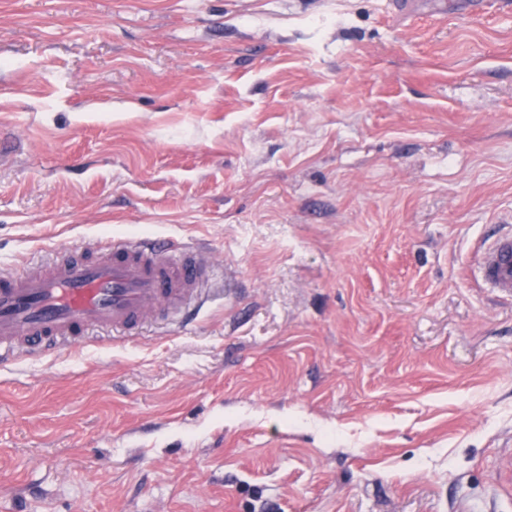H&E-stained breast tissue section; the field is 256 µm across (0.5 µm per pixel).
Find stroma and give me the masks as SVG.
<instances>
[{"label": "stroma", "mask_w": 512, "mask_h": 512, "mask_svg": "<svg viewBox=\"0 0 512 512\" xmlns=\"http://www.w3.org/2000/svg\"><path fill=\"white\" fill-rule=\"evenodd\" d=\"M408 2L0 0V274L158 235L231 292L0 367V512H512V12ZM472 272L482 288L512 297V229L505 226L484 240L472 260Z\"/></svg>", "instance_id": "obj_1"}]
</instances>
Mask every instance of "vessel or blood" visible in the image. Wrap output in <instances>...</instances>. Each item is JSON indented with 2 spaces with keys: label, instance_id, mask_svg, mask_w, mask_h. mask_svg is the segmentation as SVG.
Segmentation results:
<instances>
[{
  "label": "vessel or blood",
  "instance_id": "vessel-or-blood-1",
  "mask_svg": "<svg viewBox=\"0 0 512 512\" xmlns=\"http://www.w3.org/2000/svg\"><path fill=\"white\" fill-rule=\"evenodd\" d=\"M477 283L512 297V229L484 240ZM215 280L208 250L171 238L112 237L96 248L55 247L0 275V358H35L91 331L131 335L145 323L187 317Z\"/></svg>",
  "mask_w": 512,
  "mask_h": 512
}]
</instances>
